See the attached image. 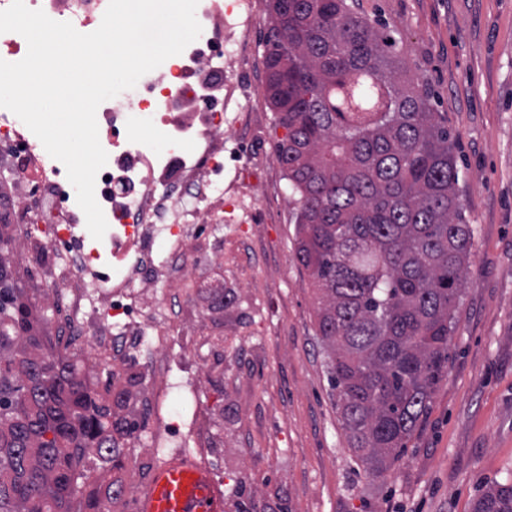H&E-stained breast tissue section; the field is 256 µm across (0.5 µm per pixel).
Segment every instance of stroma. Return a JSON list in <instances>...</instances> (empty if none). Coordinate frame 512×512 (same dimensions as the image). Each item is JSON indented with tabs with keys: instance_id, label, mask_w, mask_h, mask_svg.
<instances>
[{
	"instance_id": "1",
	"label": "stroma",
	"mask_w": 512,
	"mask_h": 512,
	"mask_svg": "<svg viewBox=\"0 0 512 512\" xmlns=\"http://www.w3.org/2000/svg\"><path fill=\"white\" fill-rule=\"evenodd\" d=\"M398 28L400 56L456 138L459 198L474 229L448 359L403 459L374 475L356 459L326 380L309 277L296 261V196L276 159L285 134L264 83L258 110L226 145L224 227L198 225L187 289L222 364L200 398L224 455V512H472L512 472V0H356ZM38 249L14 247L15 285L53 305L44 225ZM98 462L101 486L132 487L161 453L147 436Z\"/></svg>"
}]
</instances>
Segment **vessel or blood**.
Returning a JSON list of instances; mask_svg holds the SVG:
<instances>
[{
	"label": "vessel or blood",
	"mask_w": 512,
	"mask_h": 512,
	"mask_svg": "<svg viewBox=\"0 0 512 512\" xmlns=\"http://www.w3.org/2000/svg\"><path fill=\"white\" fill-rule=\"evenodd\" d=\"M136 512H224V492L202 464L176 459L154 469Z\"/></svg>",
	"instance_id": "obj_1"
}]
</instances>
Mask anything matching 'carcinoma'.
Instances as JSON below:
<instances>
[{
  "mask_svg": "<svg viewBox=\"0 0 512 512\" xmlns=\"http://www.w3.org/2000/svg\"><path fill=\"white\" fill-rule=\"evenodd\" d=\"M266 98L288 130L277 161L298 195L295 258L317 295L327 384L370 471L402 459L448 377L473 229L454 135L408 77L387 24L347 0H268ZM54 354L0 265V512H101L83 460L113 461L145 426ZM85 493L84 508L73 501ZM472 512H512V476Z\"/></svg>",
  "mask_w": 512,
  "mask_h": 512,
  "instance_id": "obj_1",
  "label": "carcinoma"
}]
</instances>
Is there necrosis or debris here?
I'll return each instance as SVG.
<instances>
[{
  "mask_svg": "<svg viewBox=\"0 0 512 512\" xmlns=\"http://www.w3.org/2000/svg\"><path fill=\"white\" fill-rule=\"evenodd\" d=\"M53 20L68 22L81 33L95 31L108 0H25ZM196 18L200 37L182 54L165 60L141 77L136 95L98 107L99 140L108 154L98 172L95 194L102 198L114 238L124 241L125 269L116 276L93 275L91 258L76 235L70 197L56 181L57 168L31 131H19L11 111L0 108V174L16 185L11 213L20 239L36 237L43 221L57 226L55 241L71 245L66 267L52 281L54 295L65 300L69 318L59 341L62 348L86 361L111 366L132 354L144 355L157 371L149 404L162 410L172 388L197 396L209 371L204 355H193L185 379L174 380L165 371L169 350L179 343L199 342L189 333L194 310H179V328L158 327L149 333L133 327L135 311H159L162 299L146 289V279L164 285L166 266L155 260L156 245L168 244L170 258L186 261L194 229L220 224L224 217L209 206L214 187L210 174L219 167L224 149V115L242 111L239 80L254 68L252 41L258 21L256 0H239L235 17H227L222 0H199ZM157 127L180 151L166 154L150 149L138 138L136 127ZM185 438L191 450L173 446L168 424L152 435L157 448H169L171 457L191 454L210 465L218 451L209 437L201 404H194Z\"/></svg>",
  "mask_w": 512,
  "mask_h": 512,
  "instance_id": "obj_1",
  "label": "necrosis or debris"
}]
</instances>
